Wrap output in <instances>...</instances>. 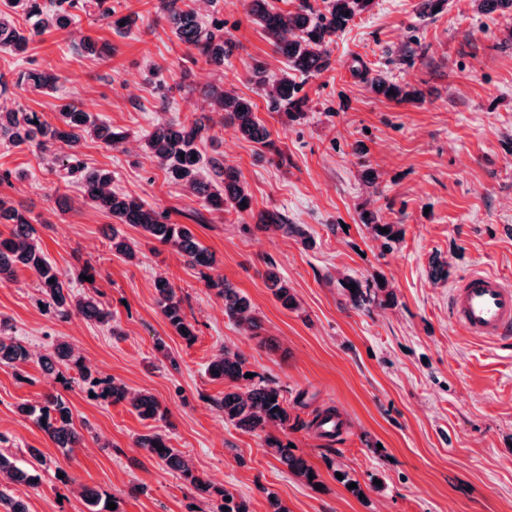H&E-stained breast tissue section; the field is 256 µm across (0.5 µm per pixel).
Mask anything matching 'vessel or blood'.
<instances>
[{"instance_id":"vessel-or-blood-1","label":"vessel or blood","mask_w":512,"mask_h":512,"mask_svg":"<svg viewBox=\"0 0 512 512\" xmlns=\"http://www.w3.org/2000/svg\"><path fill=\"white\" fill-rule=\"evenodd\" d=\"M450 320L466 335L488 342L512 336V282L481 269L471 270L451 286Z\"/></svg>"}]
</instances>
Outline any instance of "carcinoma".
I'll return each instance as SVG.
<instances>
[{"mask_svg": "<svg viewBox=\"0 0 512 512\" xmlns=\"http://www.w3.org/2000/svg\"><path fill=\"white\" fill-rule=\"evenodd\" d=\"M109 0H89L100 16L116 28L130 27L136 19L132 15H118L116 7L107 5ZM373 0H298L291 11L275 7L270 0H251L249 13L252 20L271 37L275 49L288 60L289 67L302 74L317 73L329 66L328 46L333 37L343 31L359 13L369 9ZM3 0L0 7V49L14 55L29 52L35 39L51 28L69 25L70 9L80 5V0ZM482 12L512 14V0H479ZM166 20L178 39L210 65L224 66V59L232 53L233 42L224 38V20L215 18L211 27L202 25L195 5L185 0H163ZM23 13L32 20L27 29L17 27L14 15ZM57 76L41 69H29L17 74L10 83L0 75V95L9 91V85H28L35 89H52ZM373 89L388 98L404 100L409 97L401 86L379 77L372 80ZM300 86L288 76H283L268 95V107L277 111L286 107L296 114L303 113L304 98L298 96ZM224 119L235 125L241 135L264 147L271 145V131L257 117L255 105L245 97L217 91L209 92ZM211 118L204 112L192 120H173L157 126L146 139L149 153L165 170L166 178L174 184H183L196 194L213 211L234 212L239 216L251 215L252 197L241 180L239 171L224 164L218 158L210 159L213 179L207 181L199 175L197 144L211 138ZM93 136L110 146L120 144L126 135L112 126L98 123L92 116L74 103L60 106L58 123L43 119L41 113L24 108L0 110V139L15 144L29 143L42 150L55 143L67 147V151L54 158L57 172L66 177L79 168L78 156L86 136ZM112 174L96 170L82 175L83 198L99 210L106 212L118 224L138 228L159 243L173 248L194 267L213 268L215 257L193 232L184 224H172L163 211L146 206L143 202L112 192ZM30 210L21 202L0 198V224L10 225V232L0 234V285L13 281L16 270L32 271L37 278L39 303L64 318L76 311L85 319L100 325L112 321V313L100 299L93 295H76L69 282L62 279L47 259L36 230L29 217ZM259 223L273 232L298 234L295 224H286L274 212L260 215ZM109 241L112 253L127 260L137 256V242L111 227ZM276 299L286 309L297 306L295 295L288 284L275 274H267ZM208 287L216 289V295L224 300V315L235 321L252 336L258 335L260 325L252 315L249 300L226 280H208ZM154 288L161 313L168 325L183 340L195 339V328L187 320L182 301L170 281L160 276ZM31 354L20 342L8 336H0V363H26ZM42 367L69 383L67 374L73 371L91 387L98 388L94 396L114 403L126 401L143 419H154L160 414V404L151 394H131L121 383L113 379L93 376L84 358L66 342L55 344L50 351L39 357ZM245 361L241 354L230 349L217 355L208 365L207 373L224 382V396L218 406L224 420L237 428L255 435H265L278 460L309 486L319 483L314 468L294 449L271 434V429L285 430L291 421L288 405L281 389L270 384H242L245 380ZM19 411L32 420L59 450L67 455L80 445L82 437L74 423L69 402L59 394H49L42 406L21 405ZM137 446L158 458L168 468L177 472L191 489L200 495H215L219 499L214 512H251L249 502L228 488L215 489L188 466L179 450L173 448L160 432L142 435ZM38 478L32 469L18 466L17 459L0 451V509L3 512H28L25 503L13 496L9 485L29 483ZM81 499L87 512H118L107 508L108 500L91 488L83 487Z\"/></svg>", "mask_w": 512, "mask_h": 512, "instance_id": "carcinoma-1", "label": "carcinoma"}]
</instances>
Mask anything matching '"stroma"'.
<instances>
[{
  "instance_id": "obj_1",
  "label": "stroma",
  "mask_w": 512,
  "mask_h": 512,
  "mask_svg": "<svg viewBox=\"0 0 512 512\" xmlns=\"http://www.w3.org/2000/svg\"><path fill=\"white\" fill-rule=\"evenodd\" d=\"M136 16L122 31L95 11L78 12L65 29L32 44L28 57L0 50V74L53 71L56 90L12 89L0 108L19 106L56 122L72 102L97 121L126 131L117 146L87 138V168L112 174V189L186 224L215 256L201 273L172 248L136 228L139 258L113 256V220L83 198L80 178L63 181L43 151L0 141V197L24 202L39 242L75 292L100 296L110 325L43 310L32 272L0 285V318L32 359L0 364V433L18 461L40 449L47 464L37 485L14 493L28 512H86L81 486L113 497L119 512H211L209 497L135 446L136 437L167 435L189 467L211 485L234 490L252 512H268L267 491L289 512H512V345L467 336L448 317L451 284L474 269L512 281V15L478 11L476 0H373L330 45L321 73L290 71L246 0L201 5L200 18L224 21L235 46L223 69L198 59L174 35L160 0H121ZM109 53L78 49L80 38ZM261 66L268 83L290 76L306 97L303 116L269 111L251 80ZM383 76L409 91L392 100L369 83ZM216 87L251 99L273 147L244 139L207 98ZM206 112L208 158L235 166L255 211L279 210L300 235L257 228L255 219L212 212L187 188L166 181L145 137L163 122ZM284 163H274L275 154ZM394 225L386 241L362 213ZM91 280H84V269ZM274 272L298 306L284 309L265 278ZM173 284L196 338L186 342L165 321L154 281ZM224 279L250 301L261 329L245 333L224 314L208 279ZM359 281L372 302L351 306L343 285ZM66 341L97 377L146 391L161 406L140 419L124 402L91 397L88 386L63 387L36 361ZM240 353L254 381L278 386L294 427L279 432L319 473L312 488L290 474L265 436L227 422L217 408L224 384L206 372L224 349ZM49 393L69 401L83 441L62 455L21 403ZM335 409L342 426L322 434L316 416ZM358 481L354 495L338 473Z\"/></svg>"
}]
</instances>
